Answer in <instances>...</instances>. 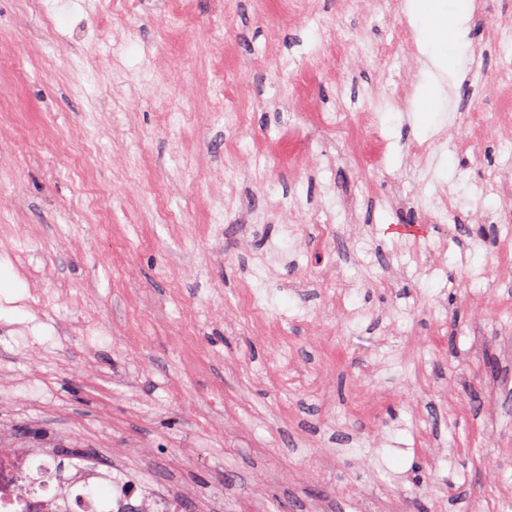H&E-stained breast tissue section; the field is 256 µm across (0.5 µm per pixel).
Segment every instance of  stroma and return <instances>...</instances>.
<instances>
[{
	"mask_svg": "<svg viewBox=\"0 0 512 512\" xmlns=\"http://www.w3.org/2000/svg\"><path fill=\"white\" fill-rule=\"evenodd\" d=\"M108 0H0V424L23 441L37 429L77 444L88 465L209 512H357L372 497L395 512H512V278L500 274L498 225L479 241L478 211L501 212L482 175L512 166V146L488 123L477 163L454 150L426 161L409 147L486 108L512 39L491 41L488 18L465 13L441 65L420 43L413 112L379 96L408 62L336 63L328 42L365 48L396 23L419 26L417 0H313L288 19L280 0H165L136 12ZM342 68L344 78L329 73ZM310 74L318 106L375 105L392 144L384 169L342 163L330 134L309 135L301 170L281 165L279 108ZM245 100L248 120L225 124L222 105ZM110 214L98 223L78 160ZM453 199L447 224L395 233L416 210L393 211V188ZM354 199L363 233L336 255L358 281L340 321L324 304L312 242L289 237L303 211L334 213ZM169 221H161L160 212ZM220 224H211V215ZM255 225L244 235L243 225ZM439 252L433 274L380 279L389 252L408 264ZM298 278L302 290L289 289ZM266 289L285 342L253 328L246 285ZM41 357V378L16 363ZM496 400L493 424L481 403Z\"/></svg>",
	"mask_w": 512,
	"mask_h": 512,
	"instance_id": "stroma-1",
	"label": "stroma"
}]
</instances>
